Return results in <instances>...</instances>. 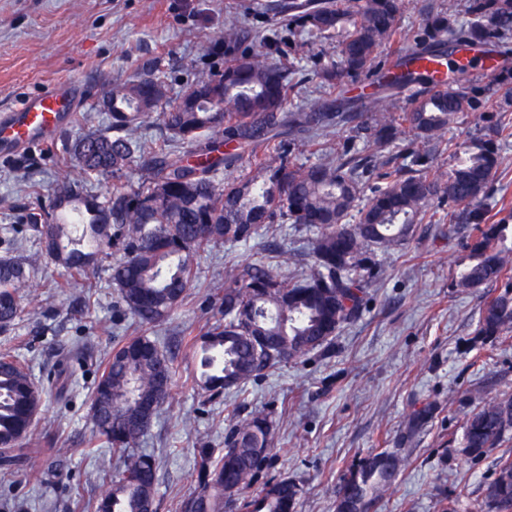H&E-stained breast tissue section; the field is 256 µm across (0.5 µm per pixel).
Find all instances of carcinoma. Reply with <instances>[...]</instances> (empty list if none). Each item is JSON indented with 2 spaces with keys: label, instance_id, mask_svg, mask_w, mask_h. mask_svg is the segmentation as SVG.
Wrapping results in <instances>:
<instances>
[{
  "label": "carcinoma",
  "instance_id": "cac0c4a2",
  "mask_svg": "<svg viewBox=\"0 0 512 512\" xmlns=\"http://www.w3.org/2000/svg\"><path fill=\"white\" fill-rule=\"evenodd\" d=\"M406 7V0H281L276 10L293 36L329 44L310 70L303 56H267L263 41L238 19L235 0H224L222 72L176 99L158 65L112 83L105 92L112 97L107 125L68 146L77 176L59 174L46 205L39 189L29 190L38 209L29 229L66 273L57 287L80 282L83 310L90 311L98 257L117 253L112 285L143 330L112 350L93 392L95 430L119 468L91 512H148L153 505L157 459L135 443L169 396L174 357L144 331L182 304L196 278L195 257L220 245L291 224L311 235L312 264L291 277L268 265L248 266L212 289L224 322L192 341L199 357L194 382L212 396L330 345L360 318L366 288L383 274L377 250L403 247L418 225L439 224L445 216L469 226L470 260L451 271V287L505 282L483 301L476 335L492 345L512 337V226L492 215L512 208L494 187L512 141V68L505 65L512 58V0H464L459 13L439 6L413 29L401 22ZM486 44L493 46L492 58L504 62L492 78L503 100L494 119L480 112L485 87L457 76L473 63L468 53ZM385 47L390 52L382 53ZM311 78L320 98L309 108L286 110ZM400 101V112H387ZM475 112L485 125L460 143L446 138L462 116ZM150 123L159 138L142 133ZM336 126L351 135L327 140ZM440 148L449 155L445 170L434 166ZM373 149H395L402 162L377 172L361 206L365 174L378 161ZM298 152L316 160L299 163ZM245 157L249 170L223 183L224 172ZM130 170L140 173L135 188L124 181ZM99 178L112 179L110 194L87 189ZM33 270L27 256L0 258V330L22 312V288ZM44 394L25 363L0 356V469L18 462ZM154 396L152 415L135 419L132 405ZM428 414L426 407L414 411L404 437ZM273 425L269 415L254 413L225 429L221 454L199 449L198 488L183 512H296L300 488L286 478L244 496L270 465ZM511 429V397L473 408L463 426L465 454L482 459ZM405 464L396 453H369L343 475L336 500L353 507L375 503ZM483 494L494 512L499 502L512 501V450L502 453Z\"/></svg>",
  "mask_w": 512,
  "mask_h": 512
}]
</instances>
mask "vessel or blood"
<instances>
[{
	"instance_id": "1",
	"label": "vessel or blood",
	"mask_w": 512,
	"mask_h": 512,
	"mask_svg": "<svg viewBox=\"0 0 512 512\" xmlns=\"http://www.w3.org/2000/svg\"><path fill=\"white\" fill-rule=\"evenodd\" d=\"M85 99L84 84L75 81L69 90L46 89L1 113L0 155H11L36 142H51L62 125L73 121Z\"/></svg>"
}]
</instances>
